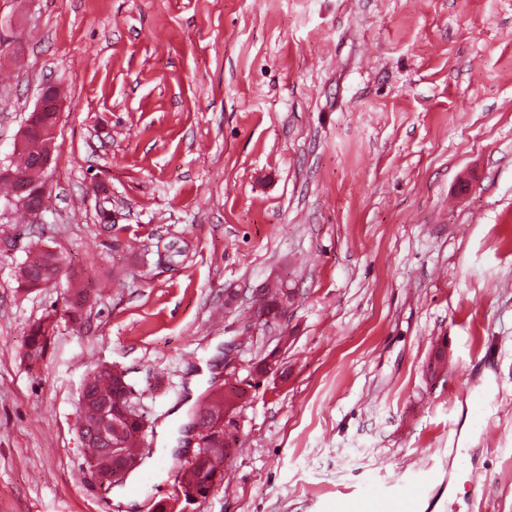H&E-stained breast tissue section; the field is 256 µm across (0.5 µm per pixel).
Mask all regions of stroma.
Listing matches in <instances>:
<instances>
[{
	"label": "stroma",
	"instance_id": "obj_1",
	"mask_svg": "<svg viewBox=\"0 0 512 512\" xmlns=\"http://www.w3.org/2000/svg\"><path fill=\"white\" fill-rule=\"evenodd\" d=\"M48 86L44 206L0 212V512H151L191 454L171 413L231 374L195 512H512V0H0V161ZM37 239L95 288L80 320L17 278ZM275 276L298 303L263 331ZM101 363L154 430L109 489L78 433ZM48 333L49 326L45 327L41 323L32 328L26 339V355L30 360H38L42 356Z\"/></svg>",
	"mask_w": 512,
	"mask_h": 512
}]
</instances>
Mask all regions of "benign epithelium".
I'll return each instance as SVG.
<instances>
[{"label":"benign epithelium","mask_w":512,"mask_h":512,"mask_svg":"<svg viewBox=\"0 0 512 512\" xmlns=\"http://www.w3.org/2000/svg\"><path fill=\"white\" fill-rule=\"evenodd\" d=\"M52 110L47 94L41 95L40 103L29 113L23 129L35 128L38 130L37 139L18 137L17 148L26 150L36 168L49 171L54 162L55 140L57 122L44 120L45 113ZM0 180H10L15 184V194L20 203L31 204L33 201H44L45 187L28 181L27 177L13 170L12 165L0 162ZM99 370L112 376L123 388L124 399L127 400V416L138 415L137 406L131 402L132 390L127 381V373L118 366L101 364ZM233 398V395L219 385L213 389L209 396L202 400L203 413L194 421L193 443L205 445L210 437L219 433L224 436V458H229L235 446V436L238 433L237 425L231 412L216 413L211 409L213 399L221 397ZM103 401L98 395H88L81 392L80 408L82 420L79 428V437L83 446L94 447L92 460V473L98 484L104 488L121 482L130 472L137 469L140 458L130 455L125 449L119 447L114 440L121 432L122 426L116 420L109 419L100 410ZM205 501V497L191 490L167 500L164 504L166 512H193V506Z\"/></svg>","instance_id":"7a95c632"}]
</instances>
